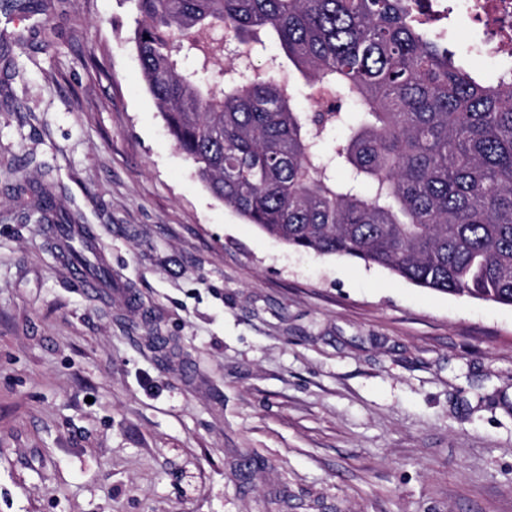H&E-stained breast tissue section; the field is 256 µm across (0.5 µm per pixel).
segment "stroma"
Returning <instances> with one entry per match:
<instances>
[{
	"mask_svg": "<svg viewBox=\"0 0 512 512\" xmlns=\"http://www.w3.org/2000/svg\"><path fill=\"white\" fill-rule=\"evenodd\" d=\"M30 2L0 15V512H512V306L268 237L168 134L133 0ZM55 249H59L62 257L71 265L77 272V274L85 281L86 285L90 288H110L112 289V280L110 282H101L100 280L93 278L89 275H85L76 268L75 265L69 260L68 251L71 250V246L74 240L82 239L88 241L92 246V257L97 264H103L107 267L104 260L101 257L96 234L89 225H70V226H50L49 230ZM71 259L75 263H83L86 259L77 254L75 251L70 252Z\"/></svg>",
	"mask_w": 512,
	"mask_h": 512,
	"instance_id": "1",
	"label": "stroma"
}]
</instances>
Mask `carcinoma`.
<instances>
[{
    "label": "carcinoma",
    "mask_w": 512,
    "mask_h": 512,
    "mask_svg": "<svg viewBox=\"0 0 512 512\" xmlns=\"http://www.w3.org/2000/svg\"><path fill=\"white\" fill-rule=\"evenodd\" d=\"M135 5L148 91L226 206L291 248L512 306L511 67L467 68L417 18L420 0ZM225 32L279 53L233 75ZM283 56L327 108L299 107L276 76Z\"/></svg>",
    "instance_id": "cac0c4a2"
}]
</instances>
